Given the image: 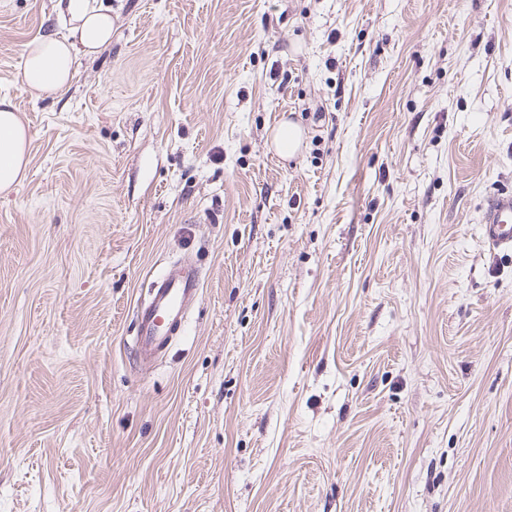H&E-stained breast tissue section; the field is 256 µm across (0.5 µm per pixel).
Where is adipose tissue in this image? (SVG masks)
<instances>
[{"instance_id":"obj_1","label":"adipose tissue","mask_w":512,"mask_h":512,"mask_svg":"<svg viewBox=\"0 0 512 512\" xmlns=\"http://www.w3.org/2000/svg\"><path fill=\"white\" fill-rule=\"evenodd\" d=\"M61 34H41L23 50L20 81L35 95L60 94L74 75L79 56L100 53L112 43V8L102 0H54ZM27 131L9 97H0V196L25 178Z\"/></svg>"}]
</instances>
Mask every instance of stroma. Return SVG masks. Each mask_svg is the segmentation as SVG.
Here are the masks:
<instances>
[{"label": "stroma", "mask_w": 512, "mask_h": 512, "mask_svg": "<svg viewBox=\"0 0 512 512\" xmlns=\"http://www.w3.org/2000/svg\"><path fill=\"white\" fill-rule=\"evenodd\" d=\"M111 2L37 98L53 0H0V512H512V0ZM61 34H41L23 50L20 81L41 96L60 94L69 86L79 55L92 56L112 44V4L102 0H53ZM99 1V2H98ZM11 98L0 97V196L10 194L26 177L27 130ZM301 140V132L294 124L285 122L277 130L274 136L275 145L279 152L286 156L296 152ZM481 234L490 248L512 253V191L501 192L487 202ZM199 270L192 264L169 268L149 300L136 309L137 354L144 359L165 351L185 325L190 304L198 297Z\"/></svg>", "instance_id": "obj_1"}]
</instances>
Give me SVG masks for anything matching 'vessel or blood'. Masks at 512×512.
<instances>
[{
	"instance_id": "b4317fda",
	"label": "vessel or blood",
	"mask_w": 512,
	"mask_h": 512,
	"mask_svg": "<svg viewBox=\"0 0 512 512\" xmlns=\"http://www.w3.org/2000/svg\"><path fill=\"white\" fill-rule=\"evenodd\" d=\"M481 234L492 249L512 253V191L492 197L485 208ZM199 293V271L195 265L169 268L147 302L136 309V351L151 359L165 351L183 328L190 304Z\"/></svg>"
}]
</instances>
